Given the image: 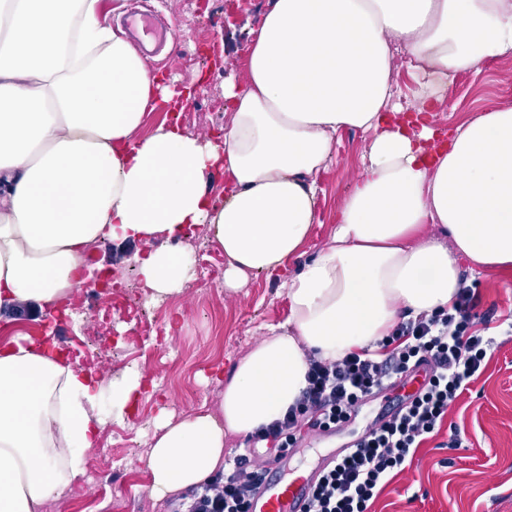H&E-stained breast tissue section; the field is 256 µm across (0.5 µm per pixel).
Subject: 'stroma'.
<instances>
[{
    "mask_svg": "<svg viewBox=\"0 0 512 512\" xmlns=\"http://www.w3.org/2000/svg\"><path fill=\"white\" fill-rule=\"evenodd\" d=\"M271 0H100L99 8L115 31H122V16L131 7L157 10L171 22L180 40L176 52L156 57L154 69L174 77L176 86L191 91L179 122L186 133L218 134L231 124V112L214 114L208 94H223L224 79L241 77L251 51L250 32L258 27ZM233 15L223 29L221 12ZM512 108V59L488 60L480 73L456 74L440 102L438 129H447L488 108ZM369 134L344 128L334 137V161L318 176L319 222L303 247L304 260H312L336 222V213L352 188ZM136 242L107 244L98 257L112 267L120 285L138 284L132 257ZM460 278L476 287L479 324L497 341L483 374L448 410L440 431L417 449L413 460L398 473L374 501L371 512H512V272L472 275L460 261ZM289 315L286 292L272 276L249 277L235 294L202 287L200 279L186 282L181 294L151 306L145 319L151 333L137 335V325L113 314L107 326L83 316L44 322L38 308L29 306L0 312V344L23 332L39 340L51 337L62 350L76 345L90 349L87 366L115 376L125 370L143 372L156 391L142 394L124 423L107 425L101 443L112 450L103 458L98 449L85 456L83 487L65 499L49 503L46 512H96L106 498L112 512H176L182 495L155 501L148 492L150 476L137 458L146 453L153 421L160 410L186 415L203 404H215L219 388L200 381L202 372L216 363L232 368L238 358L260 342L272 325ZM177 317L167 329L169 317ZM392 393L381 394L363 405L346 428L308 444L293 455L294 466L307 469L319 458L355 439L382 409L393 407Z\"/></svg>",
    "mask_w": 512,
    "mask_h": 512,
    "instance_id": "1",
    "label": "stroma"
}]
</instances>
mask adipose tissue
<instances>
[{"label":"adipose tissue","instance_id":"ef3b65f1","mask_svg":"<svg viewBox=\"0 0 512 512\" xmlns=\"http://www.w3.org/2000/svg\"><path fill=\"white\" fill-rule=\"evenodd\" d=\"M0 11V311L64 307L94 247L136 241L154 302L182 293V240L207 225L224 289L283 275L290 315L233 365L212 408L160 412L141 462L156 499L224 468V441L282 417L306 386L308 353L375 348L400 321L452 305L459 261L512 269V108H490L437 142L448 80L512 56V0H273L244 81L224 85L222 137L178 120L142 134L174 94L105 25L99 0H13ZM418 76L399 104L397 56ZM368 133L360 173L317 257L319 173L339 129ZM224 174V200L210 195ZM169 240L153 248L155 239ZM301 270L289 274L288 269ZM16 335L0 347V512H42L85 475V453L124 422L142 388Z\"/></svg>","mask_w":512,"mask_h":512}]
</instances>
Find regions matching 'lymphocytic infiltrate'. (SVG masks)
Listing matches in <instances>:
<instances>
[{"label":"lymphocytic infiltrate","instance_id":"1","mask_svg":"<svg viewBox=\"0 0 512 512\" xmlns=\"http://www.w3.org/2000/svg\"><path fill=\"white\" fill-rule=\"evenodd\" d=\"M477 305L475 289L463 287L450 308L397 325L376 351L332 362L308 354V385L296 404L252 435L272 444L280 458L299 447L306 428L336 430L352 421L362 403L422 363L430 364L431 373L402 410L368 426L353 448L337 456L316 484L307 512H369L423 441L439 432L449 408L484 372L493 345L476 327ZM263 478L262 460L243 449L223 476L191 495L187 512H253Z\"/></svg>","mask_w":512,"mask_h":512}]
</instances>
